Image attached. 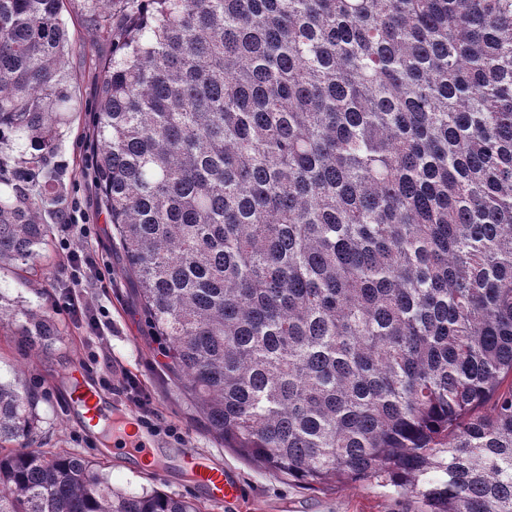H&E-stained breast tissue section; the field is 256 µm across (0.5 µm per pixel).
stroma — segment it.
Instances as JSON below:
<instances>
[{"label": "stroma", "instance_id": "1", "mask_svg": "<svg viewBox=\"0 0 512 512\" xmlns=\"http://www.w3.org/2000/svg\"><path fill=\"white\" fill-rule=\"evenodd\" d=\"M81 3L67 0L63 14L75 42L65 69L78 109L61 126L58 148L49 159L58 196L55 201L43 203L42 215L44 223L55 225L66 212L87 217L89 228L75 226L73 237L96 263L111 268L112 278L100 281L85 271L80 283H73L61 264L63 250L56 234L32 263L0 270V294L14 306L46 312L58 331L50 346L25 350L18 336L22 317H0V378L20 380L40 395L37 447L75 452L98 462L115 489H157L197 501L202 512H406V502L386 488L346 481L310 489L244 459L209 432L175 380L163 372L162 358L147 338L133 284L122 271V258L112 240V226L95 182L93 113L99 97L100 64L111 57L112 44L98 38L88 25ZM68 293L92 304L97 326L75 319L58 306V299ZM77 365L90 383L98 385L105 379L112 383L106 391L112 417L96 431L85 430L70 407L68 375ZM127 374L136 377L150 393L159 417L180 432L175 438L146 424L139 428L143 442L163 453V472L143 471L134 457L120 452L125 442L117 416H140L117 390ZM184 442L216 465L233 470L245 487L243 501L224 503L200 498L190 473L177 457L176 450Z\"/></svg>", "mask_w": 512, "mask_h": 512}]
</instances>
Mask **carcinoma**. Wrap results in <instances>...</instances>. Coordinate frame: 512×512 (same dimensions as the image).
Here are the masks:
<instances>
[{
    "label": "carcinoma",
    "mask_w": 512,
    "mask_h": 512,
    "mask_svg": "<svg viewBox=\"0 0 512 512\" xmlns=\"http://www.w3.org/2000/svg\"><path fill=\"white\" fill-rule=\"evenodd\" d=\"M66 0H0V266L73 109ZM97 179L149 338L208 429L306 487L512 512V0H84ZM21 347L57 329L25 310ZM0 379V512H199L34 448Z\"/></svg>",
    "instance_id": "obj_1"
}]
</instances>
